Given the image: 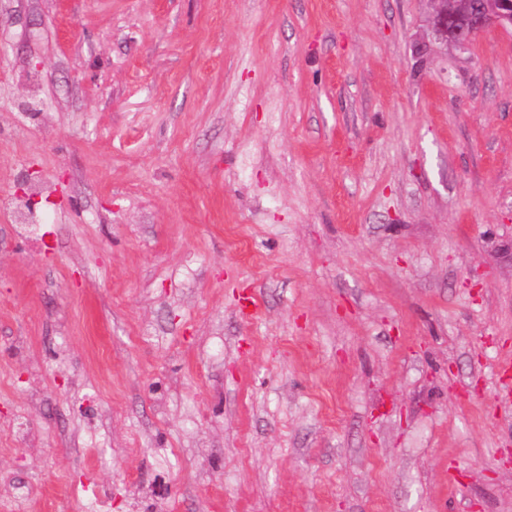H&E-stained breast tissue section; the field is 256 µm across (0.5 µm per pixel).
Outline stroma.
<instances>
[{"label":"stroma","instance_id":"obj_1","mask_svg":"<svg viewBox=\"0 0 512 512\" xmlns=\"http://www.w3.org/2000/svg\"><path fill=\"white\" fill-rule=\"evenodd\" d=\"M432 13L0 0V512H512V30Z\"/></svg>","mask_w":512,"mask_h":512}]
</instances>
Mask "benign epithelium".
<instances>
[{
	"label": "benign epithelium",
	"mask_w": 512,
	"mask_h": 512,
	"mask_svg": "<svg viewBox=\"0 0 512 512\" xmlns=\"http://www.w3.org/2000/svg\"><path fill=\"white\" fill-rule=\"evenodd\" d=\"M437 36L466 50L473 38L495 26L512 28V0H433Z\"/></svg>",
	"instance_id": "7a95c632"
}]
</instances>
